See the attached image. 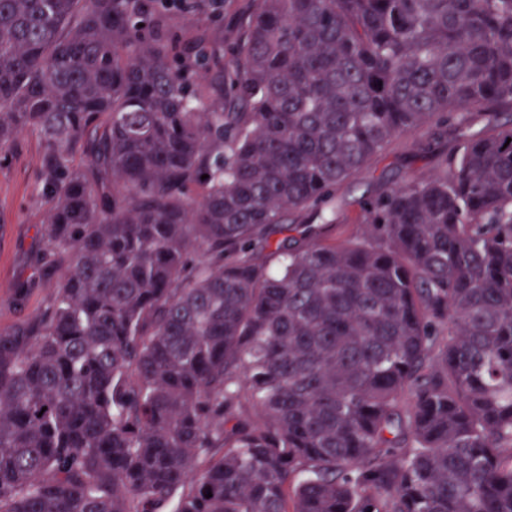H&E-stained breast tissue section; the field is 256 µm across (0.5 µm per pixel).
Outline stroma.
I'll use <instances>...</instances> for the list:
<instances>
[{
    "mask_svg": "<svg viewBox=\"0 0 512 512\" xmlns=\"http://www.w3.org/2000/svg\"><path fill=\"white\" fill-rule=\"evenodd\" d=\"M457 145L455 134L443 135L430 124L394 138L355 176L337 185L336 236L364 231L356 223L363 201L410 179H427L441 170L444 152ZM41 145L36 133L24 132L8 159H0V327L26 319L51 298V285L38 281V257L49 244L42 236L48 205L37 179ZM31 284L18 299L21 284Z\"/></svg>",
    "mask_w": 512,
    "mask_h": 512,
    "instance_id": "1",
    "label": "stroma"
}]
</instances>
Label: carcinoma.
Wrapping results in <instances>:
<instances>
[{
  "mask_svg": "<svg viewBox=\"0 0 512 512\" xmlns=\"http://www.w3.org/2000/svg\"><path fill=\"white\" fill-rule=\"evenodd\" d=\"M251 2L226 71L170 35L209 0H0L54 288L0 328V512H512V123L362 237L323 210L395 137L512 112V0Z\"/></svg>",
  "mask_w": 512,
  "mask_h": 512,
  "instance_id": "cac0c4a2",
  "label": "carcinoma"
}]
</instances>
